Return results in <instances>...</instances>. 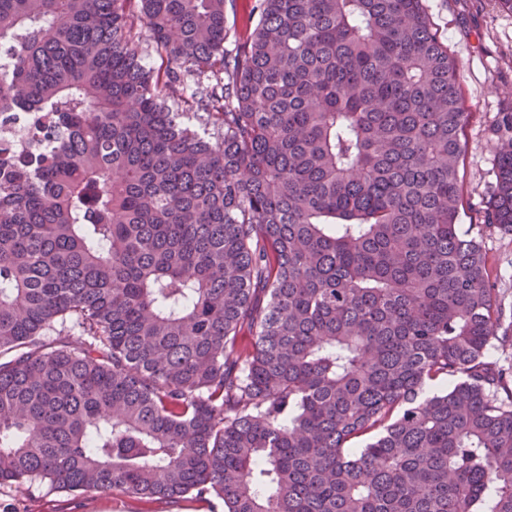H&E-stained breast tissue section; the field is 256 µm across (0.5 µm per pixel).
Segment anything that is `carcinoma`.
<instances>
[{
	"mask_svg": "<svg viewBox=\"0 0 512 512\" xmlns=\"http://www.w3.org/2000/svg\"><path fill=\"white\" fill-rule=\"evenodd\" d=\"M225 7L0 0V113L54 141L0 154V485L512 512V366L424 0H253L233 53ZM502 135L512 231V111Z\"/></svg>",
	"mask_w": 512,
	"mask_h": 512,
	"instance_id": "obj_1",
	"label": "carcinoma"
}]
</instances>
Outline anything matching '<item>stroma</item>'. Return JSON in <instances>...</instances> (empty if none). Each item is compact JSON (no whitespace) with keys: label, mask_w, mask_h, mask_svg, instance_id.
<instances>
[{"label":"stroma","mask_w":512,"mask_h":512,"mask_svg":"<svg viewBox=\"0 0 512 512\" xmlns=\"http://www.w3.org/2000/svg\"><path fill=\"white\" fill-rule=\"evenodd\" d=\"M436 36L460 64V88L469 118L462 130L460 175L462 228L480 237L490 284L512 322V232L487 223L493 193L496 130L502 113L512 110V11L499 0H426ZM208 502L152 503L121 488L106 493L60 492L43 483L32 493L0 487V512H211Z\"/></svg>","instance_id":"1"}]
</instances>
